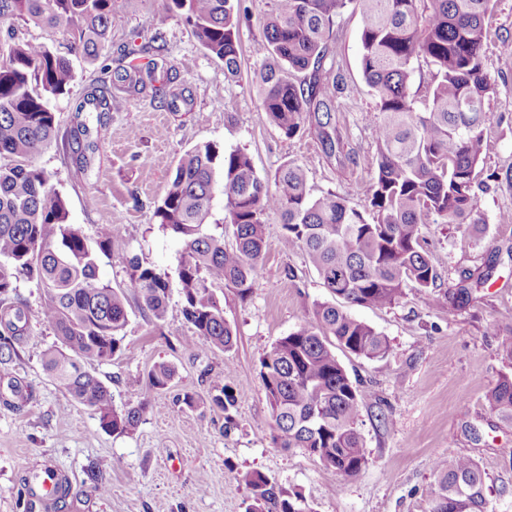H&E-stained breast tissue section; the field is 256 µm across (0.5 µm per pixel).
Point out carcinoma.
Masks as SVG:
<instances>
[{"instance_id": "obj_1", "label": "carcinoma", "mask_w": 512, "mask_h": 512, "mask_svg": "<svg viewBox=\"0 0 512 512\" xmlns=\"http://www.w3.org/2000/svg\"><path fill=\"white\" fill-rule=\"evenodd\" d=\"M185 15L201 46L224 61V74L240 68L237 0H169ZM492 0H274L263 36L270 62L257 75L261 102L271 125L291 139L305 115L315 114L325 150L336 152L331 125L339 70L325 67L335 19L353 5L362 16L360 66L380 118L375 128L377 170L363 208L327 192L315 197L304 166L282 165L273 183L260 179L240 149L220 152L210 142L181 156L170 175L156 215L162 228L183 241L178 278L183 314L195 328L186 344L227 350L234 332L224 318V300L214 292L228 286L246 299L256 285L265 247L264 217L279 216L288 247L300 249L334 298L350 305L383 308L413 284L426 292L438 273L421 245L424 218L481 224L474 186L485 153V103L494 84L482 50ZM121 18L116 0H0V364L15 354L27 329L22 278L45 295L42 317L58 338L44 354L49 377L101 424L121 435L141 422L146 405L119 413L112 395L90 368L120 350L127 321V296L99 279L96 258L82 231L68 223L62 196L35 158L57 140L49 98L67 92L72 57L96 61ZM60 29L70 35L67 51L16 37V20ZM434 67L424 111L410 82L414 63ZM304 77L299 79L297 74ZM119 85H94L76 112L112 110V89L140 94L156 81L154 69L124 65ZM326 120H320L318 113ZM222 171L224 223L235 244L206 219L217 171ZM371 219H366V216ZM101 241L123 243L119 224L103 226ZM131 288L142 309L160 320L168 282L136 258L128 261ZM339 347L369 360L390 350L385 336L352 317L334 301L313 303L312 318L280 338L260 360L259 375L270 409L274 441L300 448L348 479L369 463L358 428L359 407L373 393L359 390L336 357ZM174 378L165 364L148 375L162 390ZM211 407L224 413V431L234 427L235 391L215 386ZM486 400L490 411L512 421V374L502 375ZM249 491L245 512H314L305 495L285 489L259 471L238 475ZM429 512H489L486 473L469 456L440 460Z\"/></svg>"}]
</instances>
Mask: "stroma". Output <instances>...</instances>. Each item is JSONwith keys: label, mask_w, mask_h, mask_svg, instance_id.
<instances>
[{"label": "stroma", "mask_w": 512, "mask_h": 512, "mask_svg": "<svg viewBox=\"0 0 512 512\" xmlns=\"http://www.w3.org/2000/svg\"><path fill=\"white\" fill-rule=\"evenodd\" d=\"M119 3L122 18L100 62L75 60L68 92L50 100L59 137L36 163L63 197L69 223L94 246L102 283L128 289L132 257L168 281L164 318L154 320L130 299L120 351L94 367L116 410L144 401L149 409L134 431L118 435L50 379L42 359L57 338L40 315L44 294L36 282L20 280L29 322L13 360L0 367V512H20L18 485L34 482L44 466L73 489L58 512H245L248 492L237 481L243 470L302 490L314 512H428L436 461L458 455L485 470L492 512H512V421L486 402L498 379L512 373L499 350L501 338L512 336V0H493L486 20L484 65L495 91L486 103L484 182L476 190L483 222L444 224L431 216L422 226L438 291L467 287L471 296L453 315L410 286L393 306H351L352 316L387 338L390 351L382 360L336 353L359 389L374 394L358 420L369 463L347 480L303 450L272 441L259 362L311 318L314 301L329 297L302 252L289 248L278 216L265 217V258L253 294L243 300L234 289L220 290L233 347L190 348L185 339L194 328L182 313L177 274L183 245L161 228L156 207L184 150L203 142L244 150L264 180L298 162L313 195L332 191L364 205L376 174L378 115L360 67L362 18L346 9L329 41L344 76L332 116L344 149L330 154L314 122L289 139L260 108L254 74L265 61L263 29L273 0H241L240 73L233 79L164 0ZM127 46L138 49L140 62L155 63L157 74L173 77L185 102L169 106L161 91L120 93L111 111L76 113L88 88L103 79V65ZM81 121L97 142L85 167L69 147ZM105 224L123 225V249L100 246ZM480 276L484 284L474 287ZM162 363L175 377L167 389H149L147 376ZM220 382L238 396L229 432L223 413L210 407ZM186 392L194 406L179 402ZM384 414L390 424L381 423ZM98 480L105 494L87 497Z\"/></svg>", "instance_id": "obj_1"}]
</instances>
